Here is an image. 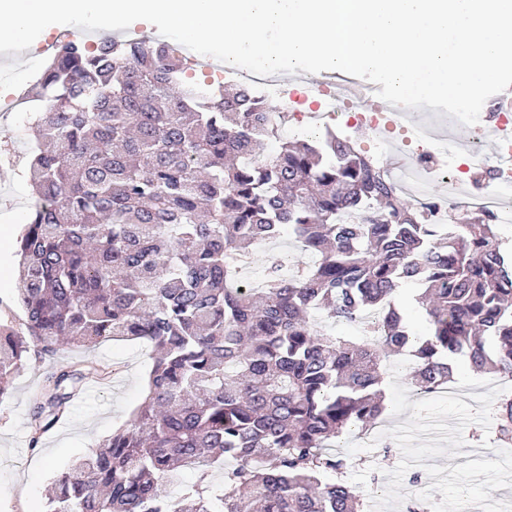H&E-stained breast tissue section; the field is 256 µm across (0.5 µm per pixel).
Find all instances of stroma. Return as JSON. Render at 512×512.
<instances>
[{
	"instance_id": "35a3bbf8",
	"label": "stroma",
	"mask_w": 512,
	"mask_h": 512,
	"mask_svg": "<svg viewBox=\"0 0 512 512\" xmlns=\"http://www.w3.org/2000/svg\"><path fill=\"white\" fill-rule=\"evenodd\" d=\"M35 138L26 113L12 112L0 104V323L24 332V313L17 300L20 258L16 240L24 230L32 188L27 165ZM65 361L86 360L110 366L105 383L88 384L73 400L66 417L45 433L37 445L28 443L29 410L52 359L31 356L15 376L8 398L0 401V512H43L51 482L75 460L95 453L100 443L125 425L140 403L152 365L150 345L136 341L110 340L91 348H71L62 354ZM408 413L384 410L375 424L354 429L346 437L331 440L329 450L345 458L347 466L339 474H327V481L347 483L363 503L381 495L387 470L401 460L396 442L386 437L387 429L405 423ZM375 441L372 451L347 454L346 441ZM465 456L434 457L438 466H457L466 459H495L502 448L512 450V441L503 442L497 430L471 424L464 431Z\"/></svg>"
}]
</instances>
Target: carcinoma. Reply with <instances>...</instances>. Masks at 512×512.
I'll return each instance as SVG.
<instances>
[{
    "mask_svg": "<svg viewBox=\"0 0 512 512\" xmlns=\"http://www.w3.org/2000/svg\"><path fill=\"white\" fill-rule=\"evenodd\" d=\"M167 43L105 36L57 48L39 78L27 175L34 200L18 240L26 334L0 326V402L28 355L109 340L154 348L145 395L103 449L55 480L44 512H360L325 442L382 413L388 354L414 356L423 392L455 362L512 377V255L474 212L423 223L419 208L334 129L282 143L284 113L242 87L190 82ZM344 212L359 214L343 224ZM295 237L312 262L242 277L253 247ZM415 284L429 332L396 300ZM315 311L359 324L319 330ZM103 370L46 372L31 446ZM512 439V400L498 406ZM222 455L238 465L217 488ZM198 471L180 496L159 480Z\"/></svg>",
    "mask_w": 512,
    "mask_h": 512,
    "instance_id": "1",
    "label": "carcinoma"
}]
</instances>
